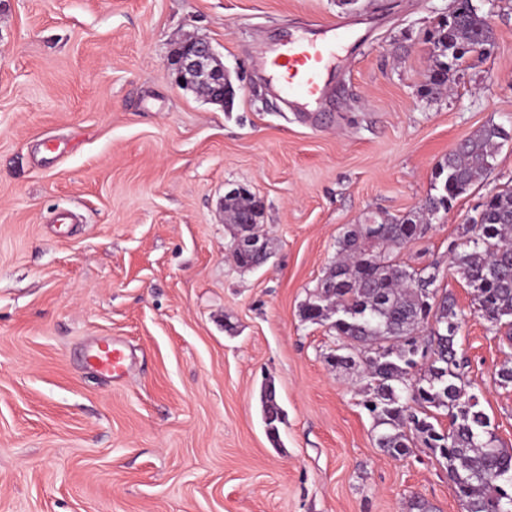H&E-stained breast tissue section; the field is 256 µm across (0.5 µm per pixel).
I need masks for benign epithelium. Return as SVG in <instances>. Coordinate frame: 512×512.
Instances as JSON below:
<instances>
[{
  "mask_svg": "<svg viewBox=\"0 0 512 512\" xmlns=\"http://www.w3.org/2000/svg\"><path fill=\"white\" fill-rule=\"evenodd\" d=\"M216 59V52L209 42L197 38L184 42L177 55L176 81L183 86L188 75H196L199 80L212 83L214 102L230 101L234 97V88L224 67L213 64Z\"/></svg>",
  "mask_w": 512,
  "mask_h": 512,
  "instance_id": "obj_1",
  "label": "benign epithelium"
}]
</instances>
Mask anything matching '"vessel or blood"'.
Segmentation results:
<instances>
[{"mask_svg": "<svg viewBox=\"0 0 512 512\" xmlns=\"http://www.w3.org/2000/svg\"><path fill=\"white\" fill-rule=\"evenodd\" d=\"M344 22H330L324 33L311 38H288L268 63V78L276 91L299 108L321 105L327 95V79L336 57L330 34L344 31ZM91 365L97 371L120 379L130 365L125 345L112 341L99 347Z\"/></svg>", "mask_w": 512, "mask_h": 512, "instance_id": "b4317fda", "label": "vessel or blood"}]
</instances>
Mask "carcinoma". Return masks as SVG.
Wrapping results in <instances>:
<instances>
[{
    "label": "carcinoma",
    "mask_w": 512,
    "mask_h": 512,
    "mask_svg": "<svg viewBox=\"0 0 512 512\" xmlns=\"http://www.w3.org/2000/svg\"><path fill=\"white\" fill-rule=\"evenodd\" d=\"M456 2L455 14L438 21L429 33L437 52L422 88L425 98L437 99L448 91L465 62L459 50L469 48L483 60V48L495 44L493 28L473 0ZM511 137L491 121L462 140L435 167L432 177L439 194L428 197L421 210L431 219L448 211L493 167L499 148ZM261 210L260 201L239 187L224 195L233 256L243 269L260 264L263 237L256 225L243 220L259 217ZM468 224L471 228L452 248V266L473 288L477 310L492 324L506 327L511 343L512 187L488 198ZM426 229L417 212L350 225L338 241L336 262L303 305L302 316L314 324L331 321L330 328L346 343L347 353L328 357L331 365L364 367V407L380 429L379 447L397 458L419 441L446 463L451 490L466 512H512V448L497 445L477 397L465 389L455 302L438 294L436 276L391 258ZM431 316L443 329L429 327ZM421 359L426 366L417 375ZM261 404L267 435L274 440L284 413L273 385L264 387ZM431 408L447 412L448 430L440 431L430 421Z\"/></svg>",
    "instance_id": "cac0c4a2"
}]
</instances>
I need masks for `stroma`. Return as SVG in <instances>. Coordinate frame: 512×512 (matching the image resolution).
Returning a JSON list of instances; mask_svg holds the SVG:
<instances>
[{
  "label": "stroma",
  "mask_w": 512,
  "mask_h": 512,
  "mask_svg": "<svg viewBox=\"0 0 512 512\" xmlns=\"http://www.w3.org/2000/svg\"><path fill=\"white\" fill-rule=\"evenodd\" d=\"M476 2L495 47L431 100L428 33L452 0H0V512H465L430 449L378 447L365 373L330 366L334 331L301 309L346 227L417 210L460 141L512 129V0ZM331 18L348 37L314 121L264 60ZM188 37L219 54L230 106L177 85ZM511 185L512 140L394 255L454 298L467 390L507 448L512 347L448 247ZM238 186L263 205L254 270L230 258ZM112 338L133 355L119 382L85 361ZM261 404L263 421L265 427L269 428L266 429L267 435L273 440L277 439L279 425L284 422V413L277 401L276 389L272 384H267L264 387Z\"/></svg>",
  "instance_id": "obj_1"
}]
</instances>
